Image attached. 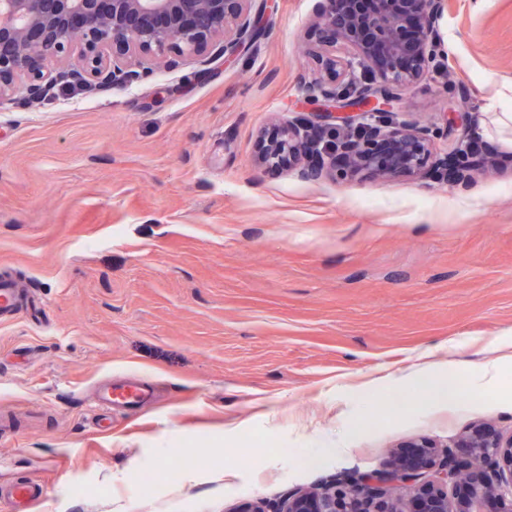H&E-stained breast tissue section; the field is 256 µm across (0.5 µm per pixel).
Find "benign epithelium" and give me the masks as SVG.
Masks as SVG:
<instances>
[{
  "label": "benign epithelium",
  "mask_w": 512,
  "mask_h": 512,
  "mask_svg": "<svg viewBox=\"0 0 512 512\" xmlns=\"http://www.w3.org/2000/svg\"><path fill=\"white\" fill-rule=\"evenodd\" d=\"M253 0H0V99L37 95L59 80L133 83L195 56L233 61L262 24ZM318 0L321 40L315 57L335 86L303 80L309 99H322L315 119L283 126L261 143L257 163L299 168L317 179L340 167L379 177L416 173L429 154L425 134L385 120L399 92L417 84L440 57L439 21L450 0ZM61 65L56 71L49 63ZM373 73L377 87L357 85L354 66ZM494 165L477 143L460 134L448 141L447 178L465 184ZM392 461L344 473L325 486L288 493L278 512H512V434L472 425L441 453L410 442ZM410 489L409 507L389 490ZM460 490L448 497V487Z\"/></svg>",
  "instance_id": "benign-epithelium-1"
}]
</instances>
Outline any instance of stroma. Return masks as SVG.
<instances>
[{"mask_svg": "<svg viewBox=\"0 0 512 512\" xmlns=\"http://www.w3.org/2000/svg\"><path fill=\"white\" fill-rule=\"evenodd\" d=\"M316 12L268 0L228 65L0 100V272L40 301L0 321V408L17 417L0 483L43 484L30 512H273L400 443L512 431V146L487 130L512 111V0H452L445 59L391 115L432 154L390 178L255 164L259 136L319 109L302 91ZM464 130L495 166L452 186L434 172ZM429 364L462 379L454 405H423L412 373ZM131 377L154 401L97 406ZM184 457L198 466L171 477Z\"/></svg>", "mask_w": 512, "mask_h": 512, "instance_id": "obj_1", "label": "stroma"}]
</instances>
